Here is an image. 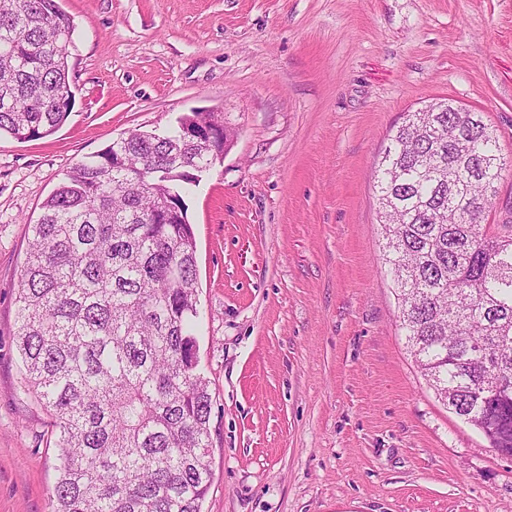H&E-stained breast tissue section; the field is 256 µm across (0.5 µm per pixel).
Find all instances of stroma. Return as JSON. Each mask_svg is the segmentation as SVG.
Listing matches in <instances>:
<instances>
[{
  "label": "stroma",
  "instance_id": "obj_1",
  "mask_svg": "<svg viewBox=\"0 0 512 512\" xmlns=\"http://www.w3.org/2000/svg\"><path fill=\"white\" fill-rule=\"evenodd\" d=\"M76 103L0 136V512H51L57 435L15 310L29 224L75 163L218 109L233 141L184 194L198 368L212 400L202 512H512V458L407 349L375 190L408 113L448 98L512 157V0H59Z\"/></svg>",
  "mask_w": 512,
  "mask_h": 512
}]
</instances>
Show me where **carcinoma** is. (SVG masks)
<instances>
[{"instance_id":"obj_1","label":"carcinoma","mask_w":512,"mask_h":512,"mask_svg":"<svg viewBox=\"0 0 512 512\" xmlns=\"http://www.w3.org/2000/svg\"><path fill=\"white\" fill-rule=\"evenodd\" d=\"M58 0H0V134L29 141L69 112L76 50ZM208 144L135 131L66 171L29 225L15 339L28 390L58 428L53 512H201L212 484L211 397L198 371L183 202ZM511 168L480 112H414L376 181L399 321L448 409L512 453V224H485Z\"/></svg>"}]
</instances>
